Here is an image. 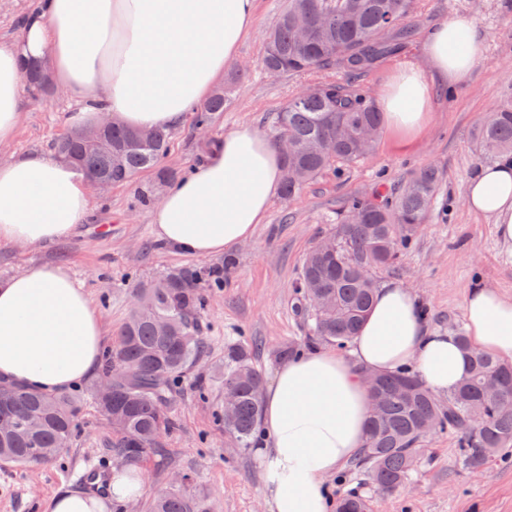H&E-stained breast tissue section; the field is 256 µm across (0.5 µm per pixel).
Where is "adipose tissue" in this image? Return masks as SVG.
<instances>
[{
  "label": "adipose tissue",
  "mask_w": 512,
  "mask_h": 512,
  "mask_svg": "<svg viewBox=\"0 0 512 512\" xmlns=\"http://www.w3.org/2000/svg\"><path fill=\"white\" fill-rule=\"evenodd\" d=\"M256 0H31L11 44L0 45V144L23 118L22 66L46 58L77 109L66 124L101 114L137 129L175 126L204 103L253 30ZM484 45L469 18L436 27L426 65L396 69L380 91L389 128L420 137L431 110L429 74L466 81ZM282 164L269 138L242 125L215 139L203 162L169 187L150 214L169 247L224 254L248 240L279 191ZM467 208L490 218L512 248V158L469 180ZM93 207L90 185L69 164L40 153L0 161V245L37 246L71 236ZM472 344L512 361V298L476 285L464 300ZM107 329L83 283L61 265H33L0 281V381L57 394L88 379ZM412 367L444 395L469 372L454 337L431 331L421 301L393 282L379 288L349 355L316 349L279 367L263 395L257 447L270 512H331L328 479L363 444L371 399L361 374Z\"/></svg>",
  "instance_id": "1"
}]
</instances>
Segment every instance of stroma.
<instances>
[{
	"label": "stroma",
	"mask_w": 512,
	"mask_h": 512,
	"mask_svg": "<svg viewBox=\"0 0 512 512\" xmlns=\"http://www.w3.org/2000/svg\"><path fill=\"white\" fill-rule=\"evenodd\" d=\"M286 2L258 0L256 27L226 66L241 73L230 104L209 135L200 134L188 117L172 129L168 167L188 172L203 158L205 138L224 136L242 124L267 133L274 113L301 90L322 82H347L348 74L341 69L274 77L260 67L266 33ZM459 15L472 19L483 39L484 56L464 84L434 85L424 135L405 145L393 132L382 130L368 159L327 170L291 199L275 197L263 223L235 249L233 269L201 315L207 353L171 401L174 426L163 439L166 455H150L139 466L145 489L133 512H147L152 498L186 472L193 477L190 493L209 503L211 512H268L254 449L241 448L225 434L217 416L224 400L217 370L224 364L225 346L243 338L260 344L255 364L265 381H272L283 350L303 341L306 325L294 313L292 284L306 253L331 231V219L349 198L369 196L380 183L397 186L416 169L437 167L441 184L433 218L419 229L396 266L380 275V282L401 281L424 302L430 327L447 333L465 327L463 304L471 286L488 284L512 296V252L498 241L491 219L474 215L464 204L467 183L482 166L479 128L491 108L512 98V0H417L414 37L359 82L379 94L393 68L422 63V44L432 26ZM72 107L58 89L44 95L42 103H27L16 138L0 145V159L47 150L67 133L64 114ZM165 189L154 173L145 172L130 184L94 193L92 211L74 236L39 247L1 246L0 280L34 263L66 266L85 283L106 325L119 330L129 315L136 282L185 265L224 264L223 257L188 255L157 240L149 215ZM99 384L95 376L79 388L84 398L82 429L71 447L49 462L0 467V512H45L57 494L92 493V486L72 479L87 462L114 467L108 452L111 431L95 403ZM331 484L336 495L357 491L374 497L378 512H512V458L476 469L462 466L457 445L446 434L424 439L421 463L405 489L376 493L350 466Z\"/></svg>",
	"instance_id": "35a3bbf8"
}]
</instances>
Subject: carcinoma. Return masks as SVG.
<instances>
[{"label": "carcinoma", "mask_w": 512, "mask_h": 512, "mask_svg": "<svg viewBox=\"0 0 512 512\" xmlns=\"http://www.w3.org/2000/svg\"><path fill=\"white\" fill-rule=\"evenodd\" d=\"M415 0H288L267 36L261 68L277 76L313 70L345 69L356 76L395 52L412 36L407 24ZM24 78L36 97L48 91L42 62L28 64ZM239 75L193 112L194 126H212L231 101ZM383 115L367 90L354 82H326L297 95L276 113L271 124L275 144L292 142L283 152L282 195L288 199L331 167L349 166L366 156L375 142H362L359 131L380 133ZM139 130L119 123L104 130L97 146L83 132L53 141L57 158L86 174L103 173L124 185L140 172L161 169L171 138L165 128L152 130L143 143ZM479 157L512 155V100L496 105L478 138ZM440 172L424 167L398 189L376 188L367 198H352L336 213L335 227L306 254L294 284L295 311L308 326L305 342L345 348L370 310L378 274L392 268L413 235L428 223L439 189ZM224 277L192 268L170 271L136 286L137 301L103 358L102 379L112 382L97 405L112 426V458L138 463L162 451V435L173 428L167 404L174 388L205 353L199 318L212 288ZM469 354L470 370L441 402L407 369L377 375L378 409L370 412L364 445L356 462L367 484L383 493L406 485L420 464L419 445L433 432L452 436L464 464L479 467L512 454V363L475 348L455 329ZM224 400L233 413L222 417L224 432L249 448L259 428L261 398L253 384L263 382L249 343L224 351ZM83 399L47 395L30 388L0 384V466L48 462L68 447L79 429ZM188 473L156 496L150 512H206L205 503L187 492ZM336 512H374L373 499L355 492L340 495Z\"/></svg>", "instance_id": "carcinoma-1"}]
</instances>
